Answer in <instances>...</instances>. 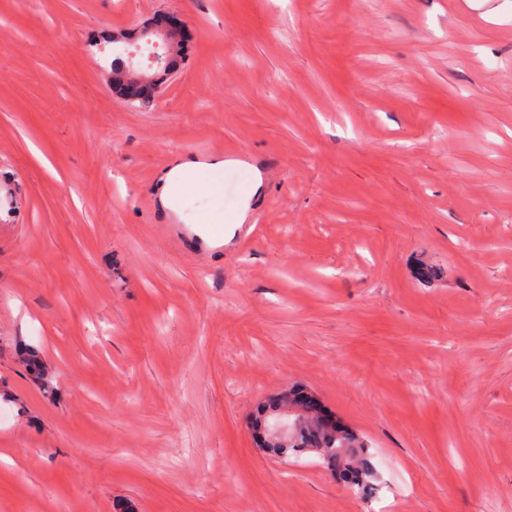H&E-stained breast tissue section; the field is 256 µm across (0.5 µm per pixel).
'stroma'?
I'll use <instances>...</instances> for the list:
<instances>
[{"instance_id":"stroma-1","label":"stroma","mask_w":512,"mask_h":512,"mask_svg":"<svg viewBox=\"0 0 512 512\" xmlns=\"http://www.w3.org/2000/svg\"><path fill=\"white\" fill-rule=\"evenodd\" d=\"M291 387L373 494L260 448ZM0 512H512V0H0ZM144 33L151 37L161 38L167 45L170 54L180 38L181 27L176 23L155 22L145 26ZM122 62H125V60H123L121 57H115L111 61L112 88L118 94L128 98L127 104L129 105L135 106L150 103L151 99L154 97L153 95L157 93L161 88V82L159 81L160 78L155 76H146L144 74H136L133 69L134 65L130 64L129 71H126V73L138 79L154 94L148 93L144 89L136 88L134 85H123L119 76ZM224 163V161L217 160L211 162V164L184 162L174 166L163 177L160 185L161 200L167 207L176 209L178 207L176 199V197H178V180L192 182V175L198 173L201 169H208L210 171L218 170L224 167Z\"/></svg>"}]
</instances>
